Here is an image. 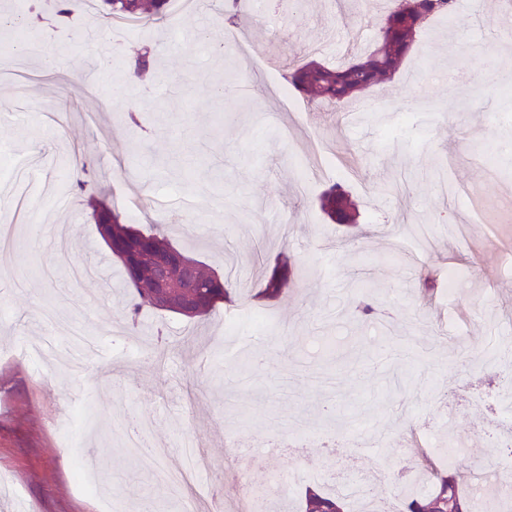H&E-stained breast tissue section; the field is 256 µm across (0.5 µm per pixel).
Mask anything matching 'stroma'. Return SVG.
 Listing matches in <instances>:
<instances>
[{"instance_id": "obj_1", "label": "stroma", "mask_w": 512, "mask_h": 512, "mask_svg": "<svg viewBox=\"0 0 512 512\" xmlns=\"http://www.w3.org/2000/svg\"><path fill=\"white\" fill-rule=\"evenodd\" d=\"M243 11L245 42L280 75L293 62L362 53L381 17L367 0H245ZM502 11L501 0H457V26L434 24L400 72L368 92L382 110L356 123L295 90L303 118L291 121L266 71L225 55L215 14L113 31L77 11L70 24L32 32L29 53L0 52V211L22 167L38 204L15 224L0 272L9 281L0 288V474L17 490L0 512H99L103 498L112 512H140L147 499L182 512L126 447L132 417L167 446L166 468L184 464L187 441L200 443L209 468L184 496H218L226 512L244 498L230 436L251 455L253 486L270 487L276 472L326 471L362 483L379 512H396L402 497L378 470L392 460L408 476L432 471L445 439L464 441L462 472L493 474L500 418L483 397L508 372L480 354L512 323V238L488 219L493 209L512 215V34ZM90 30L111 77L67 50ZM148 49L154 66L137 75L132 64ZM144 110L141 127L127 123ZM334 184L354 223L322 212L319 197ZM187 194L190 213L156 206ZM91 196L125 223L161 225L223 274V315L148 311L130 333ZM275 273L284 284L264 297ZM364 288L386 302L391 340L353 315L349 299ZM62 309L98 344L97 363L55 366L47 316ZM242 309L267 321L242 324L249 344L226 347L225 315ZM316 336L338 337L337 352L313 355ZM38 340L48 357L36 368L22 350ZM258 352L262 370L241 373ZM68 399L76 422L55 431ZM92 452L95 491L77 476Z\"/></svg>"}]
</instances>
